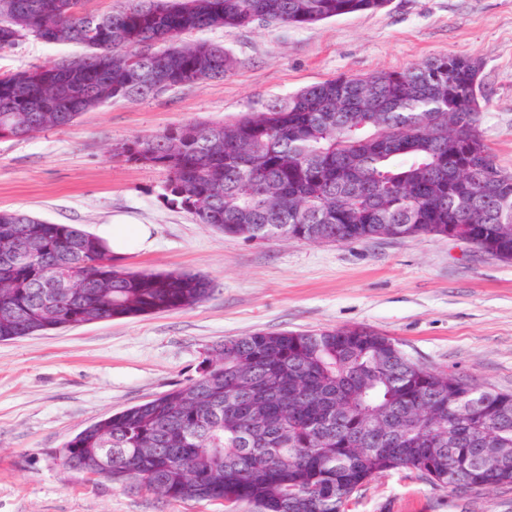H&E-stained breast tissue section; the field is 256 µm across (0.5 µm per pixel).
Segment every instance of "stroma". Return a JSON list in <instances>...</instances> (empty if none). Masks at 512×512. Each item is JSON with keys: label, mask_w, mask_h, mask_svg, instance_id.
<instances>
[{"label": "stroma", "mask_w": 512, "mask_h": 512, "mask_svg": "<svg viewBox=\"0 0 512 512\" xmlns=\"http://www.w3.org/2000/svg\"><path fill=\"white\" fill-rule=\"evenodd\" d=\"M186 41L224 46L227 78L113 100L64 130L0 139V210L102 235L143 224L134 271L201 273L204 302L0 341V512H258L96 482L58 456L84 427L196 378L224 338L371 327L430 371L512 392V262L458 239L353 243L244 240L196 222L163 197L166 171L113 157L114 145L190 122L231 123L340 75L400 70L452 54L480 59L479 133L512 172V0H390L315 24L207 27ZM81 46L26 36L0 71L44 66ZM347 512H512V488L443 491L399 469L369 479Z\"/></svg>", "instance_id": "stroma-1"}]
</instances>
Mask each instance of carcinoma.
<instances>
[{
	"instance_id": "obj_1",
	"label": "carcinoma",
	"mask_w": 512,
	"mask_h": 512,
	"mask_svg": "<svg viewBox=\"0 0 512 512\" xmlns=\"http://www.w3.org/2000/svg\"><path fill=\"white\" fill-rule=\"evenodd\" d=\"M390 0H125L93 15L82 0H0V51L34 34L87 49L0 71V139L64 130L149 85L231 75L236 59L181 36L254 22L311 24ZM480 62L442 56L402 71L342 75L233 123L179 124L113 156L168 173L164 197L198 223L245 240L348 243L456 238L512 262V173L481 138ZM41 250L30 258L28 246ZM0 341L190 308L215 284L191 272L130 271L75 224L0 211ZM416 368L388 336L355 325L224 339L200 375L105 417L63 448L66 464L118 488L171 499L246 502L260 512H346L372 476L448 468L485 483L478 440L512 486V394Z\"/></svg>"
}]
</instances>
